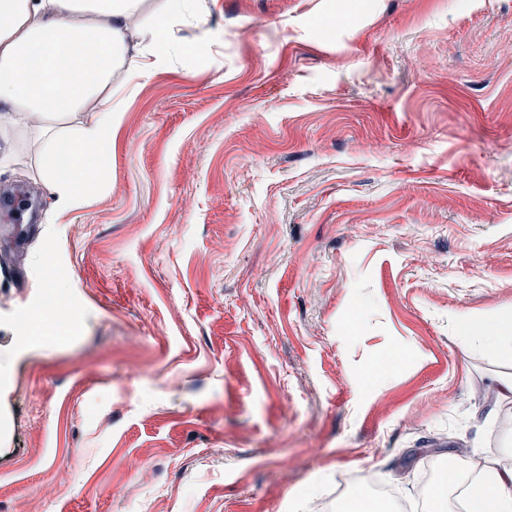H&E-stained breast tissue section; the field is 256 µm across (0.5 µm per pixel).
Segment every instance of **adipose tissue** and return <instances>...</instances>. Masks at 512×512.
I'll list each match as a JSON object with an SVG mask.
<instances>
[{"label":"adipose tissue","mask_w":512,"mask_h":512,"mask_svg":"<svg viewBox=\"0 0 512 512\" xmlns=\"http://www.w3.org/2000/svg\"><path fill=\"white\" fill-rule=\"evenodd\" d=\"M204 0H0V132L37 135V174L58 211L102 187L123 90L185 53L177 28ZM491 354H512V317L459 323ZM465 512H512V472L487 465Z\"/></svg>","instance_id":"1"}]
</instances>
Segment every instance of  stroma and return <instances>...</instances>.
Segmentation results:
<instances>
[{
	"label": "stroma",
	"mask_w": 512,
	"mask_h": 512,
	"mask_svg": "<svg viewBox=\"0 0 512 512\" xmlns=\"http://www.w3.org/2000/svg\"><path fill=\"white\" fill-rule=\"evenodd\" d=\"M207 3L82 209L27 137L0 170V512H336L512 461V355L457 329L512 312V0Z\"/></svg>",
	"instance_id": "1"
}]
</instances>
